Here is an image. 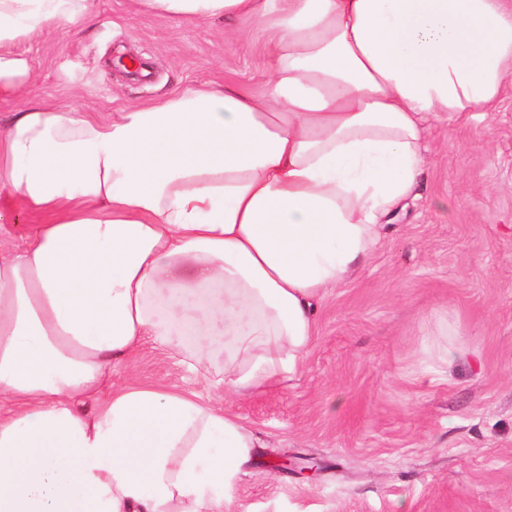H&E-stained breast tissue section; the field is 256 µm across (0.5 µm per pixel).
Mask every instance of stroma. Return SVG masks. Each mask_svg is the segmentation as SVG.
Returning a JSON list of instances; mask_svg holds the SVG:
<instances>
[{"mask_svg": "<svg viewBox=\"0 0 512 512\" xmlns=\"http://www.w3.org/2000/svg\"><path fill=\"white\" fill-rule=\"evenodd\" d=\"M17 50L33 79L0 96V114L29 100L118 112L226 81L257 94L271 61L249 20L165 19L131 0H94L87 27ZM122 53L146 73H127ZM422 149L424 172L379 244L318 303L301 369L225 396L259 445L224 512H512V83L495 111L430 118ZM110 381L204 389L149 342ZM271 454L315 472L270 471Z\"/></svg>", "mask_w": 512, "mask_h": 512, "instance_id": "stroma-1", "label": "stroma"}]
</instances>
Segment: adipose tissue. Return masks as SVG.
Masks as SVG:
<instances>
[{"label": "adipose tissue", "mask_w": 512, "mask_h": 512, "mask_svg": "<svg viewBox=\"0 0 512 512\" xmlns=\"http://www.w3.org/2000/svg\"><path fill=\"white\" fill-rule=\"evenodd\" d=\"M245 18L263 94L175 93L99 118L36 101L0 119V512H224L256 438L230 391L295 374L316 303L349 280L417 183L422 120L491 112L512 81V0H132ZM93 0H0L11 45L87 24ZM206 394L104 385L144 342ZM93 397V411L79 407Z\"/></svg>", "instance_id": "ef3b65f1"}]
</instances>
